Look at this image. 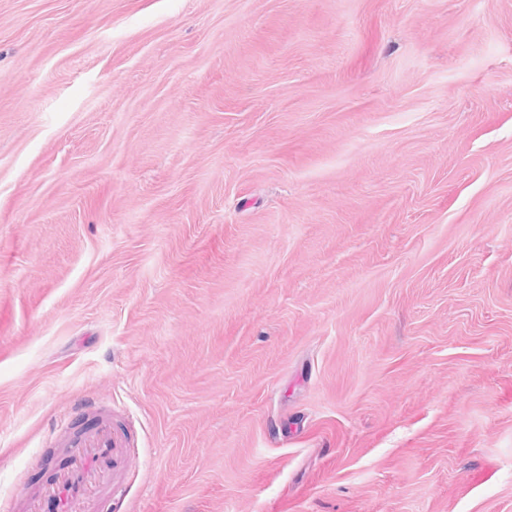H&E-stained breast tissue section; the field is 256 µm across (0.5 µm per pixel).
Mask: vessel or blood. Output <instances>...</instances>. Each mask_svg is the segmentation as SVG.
I'll return each instance as SVG.
<instances>
[{
	"label": "vessel or blood",
	"mask_w": 512,
	"mask_h": 512,
	"mask_svg": "<svg viewBox=\"0 0 512 512\" xmlns=\"http://www.w3.org/2000/svg\"><path fill=\"white\" fill-rule=\"evenodd\" d=\"M80 409L87 422L56 425L51 447L59 460L41 486L17 488L19 512H116L126 499L137 458L129 431L97 402L84 400Z\"/></svg>",
	"instance_id": "1"
}]
</instances>
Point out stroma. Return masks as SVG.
<instances>
[{"label":"stroma","mask_w":512,"mask_h":512,"mask_svg":"<svg viewBox=\"0 0 512 512\" xmlns=\"http://www.w3.org/2000/svg\"><path fill=\"white\" fill-rule=\"evenodd\" d=\"M84 398L126 512H512V0H0V506Z\"/></svg>","instance_id":"1"}]
</instances>
